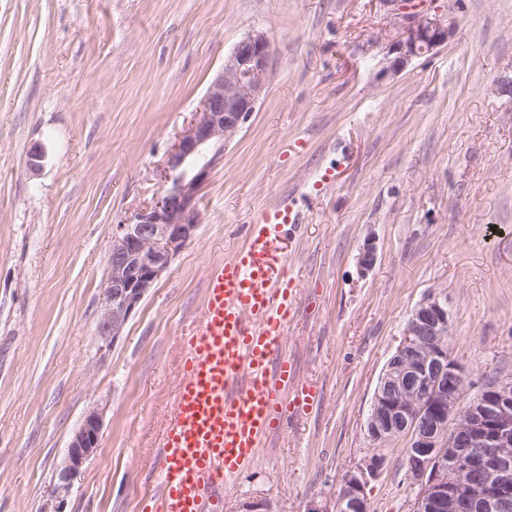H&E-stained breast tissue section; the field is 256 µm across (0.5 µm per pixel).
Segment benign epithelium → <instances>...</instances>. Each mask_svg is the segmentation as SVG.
I'll use <instances>...</instances> for the list:
<instances>
[{
	"label": "benign epithelium",
	"mask_w": 512,
	"mask_h": 512,
	"mask_svg": "<svg viewBox=\"0 0 512 512\" xmlns=\"http://www.w3.org/2000/svg\"><path fill=\"white\" fill-rule=\"evenodd\" d=\"M406 25L395 41L392 68L445 45L454 22L402 0H386ZM266 34L246 33L211 80L189 130L167 159V187L156 202L115 224L109 263L101 283L97 352L108 351L139 304L196 237V198L224 146L257 111L270 70ZM448 300L427 294L412 310L403 337L386 364L367 417L377 450L344 473L334 510L370 512L366 488L384 470V450L404 442L403 466L415 490L411 512H512V374L496 373L473 383L467 368L448 353ZM476 393L465 404L464 392ZM102 410L88 409L72 433L52 488L39 512H65L86 464L100 447Z\"/></svg>",
	"instance_id": "obj_1"
}]
</instances>
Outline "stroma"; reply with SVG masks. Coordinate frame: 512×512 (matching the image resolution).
<instances>
[{
  "mask_svg": "<svg viewBox=\"0 0 512 512\" xmlns=\"http://www.w3.org/2000/svg\"><path fill=\"white\" fill-rule=\"evenodd\" d=\"M418 3L454 32L395 72L401 28L382 0H0V512H39L97 405L100 447L65 510L146 512L205 279L286 197L302 222L278 245L298 302L285 352L317 400L217 512L333 505L372 451L378 378L428 293L447 297L448 349L472 378L512 373V0ZM252 30L271 46L261 104L198 194L195 240L99 356L112 227L160 194ZM403 448L370 482L371 512H409Z\"/></svg>",
  "mask_w": 512,
  "mask_h": 512,
  "instance_id": "stroma-1",
  "label": "stroma"
}]
</instances>
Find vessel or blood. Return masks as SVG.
Masks as SVG:
<instances>
[{
  "instance_id": "vessel-or-blood-1",
  "label": "vessel or blood",
  "mask_w": 512,
  "mask_h": 512,
  "mask_svg": "<svg viewBox=\"0 0 512 512\" xmlns=\"http://www.w3.org/2000/svg\"><path fill=\"white\" fill-rule=\"evenodd\" d=\"M282 200L250 226L236 255L208 278L161 445L151 512H206L214 493L247 471L262 444L315 391L285 353L294 274L273 242L297 223Z\"/></svg>"
}]
</instances>
